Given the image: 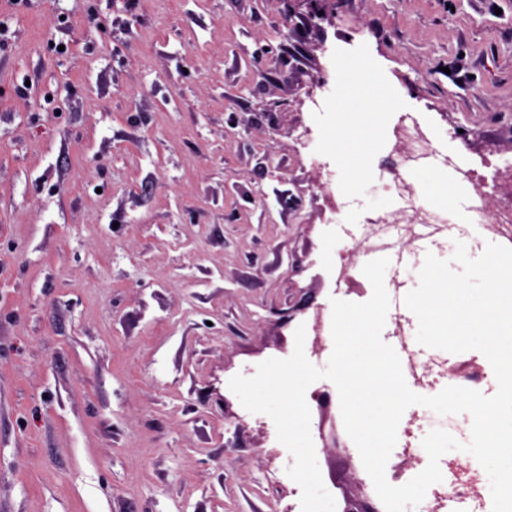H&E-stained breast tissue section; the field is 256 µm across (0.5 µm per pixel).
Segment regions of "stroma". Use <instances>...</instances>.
I'll return each mask as SVG.
<instances>
[{
	"label": "stroma",
	"mask_w": 512,
	"mask_h": 512,
	"mask_svg": "<svg viewBox=\"0 0 512 512\" xmlns=\"http://www.w3.org/2000/svg\"><path fill=\"white\" fill-rule=\"evenodd\" d=\"M0 45V512H301L293 458L229 388L339 288L323 151L366 59L485 174L512 160V0H33ZM439 364L482 353L425 348ZM310 431L336 507L353 448Z\"/></svg>",
	"instance_id": "obj_1"
}]
</instances>
